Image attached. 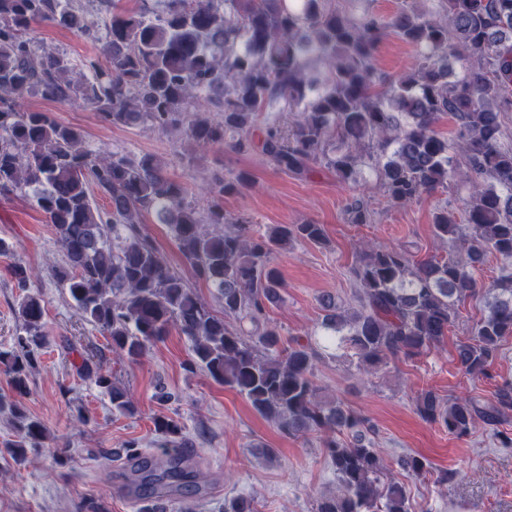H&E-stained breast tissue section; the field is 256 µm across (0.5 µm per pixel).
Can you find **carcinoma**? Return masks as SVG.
I'll return each instance as SVG.
<instances>
[{
  "label": "carcinoma",
  "instance_id": "carcinoma-1",
  "mask_svg": "<svg viewBox=\"0 0 512 512\" xmlns=\"http://www.w3.org/2000/svg\"><path fill=\"white\" fill-rule=\"evenodd\" d=\"M116 12L112 0H92L105 36L99 55L80 64L59 51L39 49L35 28L53 24L90 33V13L74 0H0V194L28 189L52 224L65 267L54 276L82 318L109 337L112 351L138 360L175 329L192 345L193 364L214 381L246 396L253 409L288 436L323 435L336 473V492L317 512H411L406 487L384 480L387 466L371 447L366 418L321 394L315 381L322 353L293 341L279 349L266 309L283 288L274 254L301 241L323 246L324 225L271 224L262 233L224 213L219 199L251 184L243 171L217 174L202 214L185 203V188L167 173L165 158L95 153L80 129L47 112L22 110L34 95L62 104L80 101L115 126L176 131L196 146L243 150L261 112H291V126L275 116L262 129L261 148L279 167L302 174L319 164L356 182L365 162L388 199L411 205L454 183L468 188L462 216L446 208L434 237L464 245V255L413 261L403 248L358 244L351 275L358 305L347 309L321 298V339L345 350L349 366L374 375L390 361L437 346L458 306L479 291L475 270L490 254L503 262L486 288V311L457 346V363L472 377H491L501 342L512 335V147L503 143L502 117L512 112V0H402L391 15L356 16L332 0H163ZM394 33L415 47L414 69L380 81L376 50ZM462 74L448 80V60ZM448 116L454 135L442 136ZM338 138L339 147L327 148ZM110 203L93 205L90 187ZM350 221L368 224L372 211L351 205ZM151 214L170 229L184 260L215 289L224 315L213 314L195 289L163 260L144 231ZM18 288L16 337L0 350L14 395L29 393V376L47 340L43 300L27 292L32 268L14 262ZM254 330L248 331L244 322ZM112 411L136 409L124 387L96 372ZM16 439L0 448L15 464L46 440L42 422L18 401L0 396ZM426 422L461 438L483 422L512 416V382L492 399L422 390L415 404ZM165 436L181 433L167 416L154 419ZM178 450L165 449L158 469L132 453L143 491L178 490L198 475ZM398 464L414 476L428 472L418 456ZM224 512H255L251 499L224 500Z\"/></svg>",
  "mask_w": 512,
  "mask_h": 512
}]
</instances>
